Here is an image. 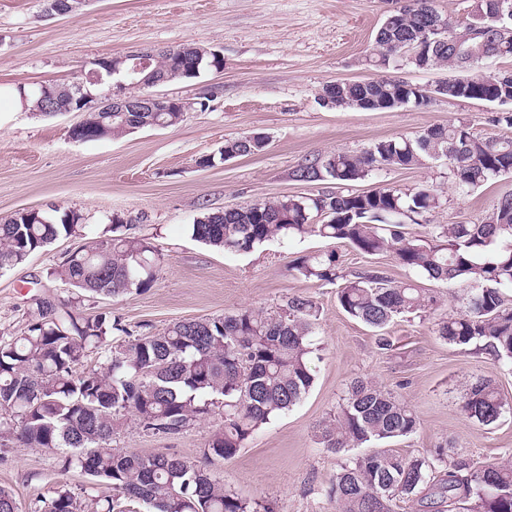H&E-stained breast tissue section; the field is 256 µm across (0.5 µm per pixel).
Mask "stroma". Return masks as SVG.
<instances>
[{
  "instance_id": "1",
  "label": "stroma",
  "mask_w": 512,
  "mask_h": 512,
  "mask_svg": "<svg viewBox=\"0 0 512 512\" xmlns=\"http://www.w3.org/2000/svg\"><path fill=\"white\" fill-rule=\"evenodd\" d=\"M393 8V0H84L67 15L50 16L44 0H0V85L67 81L98 58L189 44L223 58V69L161 86L164 94L209 100L208 109L185 113L169 128L83 142L71 136L82 113L0 112V222L24 209L57 207L79 212L93 228L120 217L133 234L155 244L162 263L152 288L80 305L84 315L119 319L136 335L244 307L272 310L294 295L316 303L311 389L234 458L211 464L226 487L271 503L273 512H337L327 489L347 455L325 448L318 428L339 412L357 378L376 381L415 409L419 425L390 442L394 452L429 458L441 450L470 466L512 461V370L493 367L487 355L450 344L437 332L439 319L459 311L468 285L417 275L390 253L365 256L337 245L343 279L376 267L437 299L435 309L406 315L379 333L342 310L338 285L292 270L296 258L327 249V242L274 240L228 255L187 231L201 214L260 198L335 193L332 180L296 177L297 170L332 152L359 153L381 140L459 122L485 137L506 134V127L491 121L499 105L476 100L442 97L384 111L336 110L320 103L326 83L373 77L363 57ZM251 133L267 136L263 152L218 160L226 139ZM206 155L215 156L214 165L199 167L198 159ZM382 185L437 191L439 207L408 227L423 237L435 224L483 221L512 193V174L464 190L447 161L430 160L373 171L355 187ZM85 242L80 235L58 239L24 264L0 272V337L21 335L37 301L73 299L54 270ZM484 376L495 379L507 405L492 426L474 422L462 410L467 385ZM221 426L220 414L213 413L179 434L155 436L127 420L112 445L199 461ZM61 483L81 488V512H99L109 493L85 474L63 472L59 455L0 446V488L14 494L21 512H41L42 497Z\"/></svg>"
}]
</instances>
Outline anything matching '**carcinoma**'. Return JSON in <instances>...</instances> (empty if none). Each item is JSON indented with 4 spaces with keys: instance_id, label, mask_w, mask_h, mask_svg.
<instances>
[{
    "instance_id": "cac0c4a2",
    "label": "carcinoma",
    "mask_w": 512,
    "mask_h": 512,
    "mask_svg": "<svg viewBox=\"0 0 512 512\" xmlns=\"http://www.w3.org/2000/svg\"><path fill=\"white\" fill-rule=\"evenodd\" d=\"M392 25L379 28L369 61L386 68L412 55V64L471 68L464 93L447 97L487 102L512 101V83L496 82L482 64L512 58V34L498 31L494 0H475L471 13L444 21L448 42L438 49L423 38L437 16L430 0H415L393 12ZM208 56L192 67L177 54L159 56L164 75L190 71L198 77L220 68ZM339 109L387 110L423 105L419 89L392 77L322 88ZM53 99L60 108L85 109L84 134L113 138L133 127L159 122L178 125L183 113L100 112L89 98L77 99L72 82L48 83L31 90L32 110L41 112ZM266 138L244 135L224 140L231 157L258 154ZM446 160L458 186L475 188L512 173V137H481L463 122L438 125L412 138H391L360 154L336 152L297 171L312 181L326 176L344 190L315 197L260 199L222 212L205 213L189 225L191 237L227 254H240L272 240L314 236L348 243L365 255L391 252L400 266L435 280L470 286L456 315L439 323V335L512 365V194L501 198L479 224H437L431 239L409 237L405 221L439 205L428 186L401 191L379 187L358 196L347 187L382 167H410ZM326 210L328 216L312 219ZM73 210H23L0 223V271L26 262L61 237L84 229ZM161 267L157 246L113 224L70 253L55 274L75 289L78 301L112 298L152 287ZM294 270L308 280L333 284L339 278L335 251L300 258ZM343 310L364 324L382 329L394 318L432 308L436 300L412 283H397L384 272L368 269L338 291ZM316 304L293 297L270 312L241 308L232 314L182 320L158 333L133 336L117 320L86 317L72 303L39 302L20 336L0 338V438L24 448L58 452L64 471L79 470L104 482L112 494L101 512H273L269 504L247 499L224 486V478L186 458L141 455L112 447V436L130 417L142 431L160 436L180 433L215 409L222 427L205 449L206 458L230 460L257 430L294 407L314 382L310 336ZM100 354L101 366L79 369L88 352ZM462 410L489 426L505 412L490 378L472 382ZM419 424L416 412L377 383L352 382L337 416L322 425L324 447L336 453L406 437ZM327 494L339 512H393L395 499L446 512H512V464L466 466L442 452L426 459L378 448L340 467ZM44 512H80L78 495L60 484L44 500Z\"/></svg>"
}]
</instances>
